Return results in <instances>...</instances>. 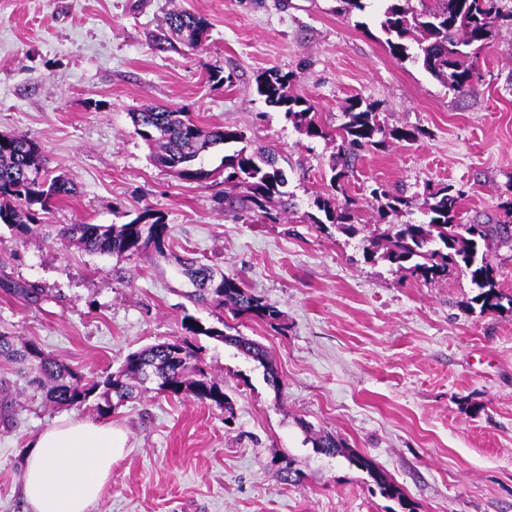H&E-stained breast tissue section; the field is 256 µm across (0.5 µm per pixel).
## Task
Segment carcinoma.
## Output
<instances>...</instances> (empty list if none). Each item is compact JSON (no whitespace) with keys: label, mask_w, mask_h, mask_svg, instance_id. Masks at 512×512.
I'll return each mask as SVG.
<instances>
[{"label":"carcinoma","mask_w":512,"mask_h":512,"mask_svg":"<svg viewBox=\"0 0 512 512\" xmlns=\"http://www.w3.org/2000/svg\"><path fill=\"white\" fill-rule=\"evenodd\" d=\"M420 4L421 9L417 10L410 0H385L381 29L390 52L420 63L457 93L469 91L480 80L473 58L497 37L500 28L512 29V11H501L499 0H420ZM209 31L210 22L205 16L173 11L165 17L160 31L152 35V42L159 51L176 48L175 38L184 46L197 48L208 39ZM295 79L294 73L271 67L257 74L256 92L267 106L283 114L300 135L309 140L329 138L330 132L316 118L313 102L291 93ZM343 109L348 121L338 133V159L330 177V187L343 194V201L335 196L315 197L311 211L305 214V223L319 229L326 224H335L344 231L353 229L358 215L355 201L346 195L345 182L361 152L384 147L390 139H415L408 130L386 129L373 102L352 97ZM130 118L134 134L154 149V162L178 179L204 182L219 171L224 174V184L241 190L237 196L225 191L215 193L214 201L224 213L235 215L245 209L265 224L278 223L291 213L292 202L285 191L288 180L278 152L273 148L252 150L244 130L204 128L183 108L143 105L131 112ZM218 147L224 151L220 165L215 171L205 169L200 159ZM75 193L67 178L48 174L41 146L35 139L0 133V226L7 227L14 239L40 231L89 253L117 257L147 252L160 257L171 254L172 226L161 211L152 207L121 225L65 224L57 228L42 223L43 215L55 203L72 198ZM372 195L377 200L385 199L382 208L392 212L412 206L406 197L381 187L373 189ZM461 196L463 191L452 185L430 190L420 204L425 220L393 226L377 245L399 269L425 282L446 278L451 268H463L479 289L474 303L480 305V312L512 310V296L500 289L496 268L487 255L495 243L512 244V224L459 223ZM176 262L190 286L187 298L191 301L221 312L228 310L235 318L269 324L281 319L279 309L246 288L238 276L192 256L178 257ZM3 290L31 304L42 300L41 289L31 284L6 283ZM183 327L193 337L220 340L265 365L268 381L280 389L278 373L268 365V352L260 344L214 327L205 328L195 320ZM0 359L34 373L28 383L43 390L44 402L51 408L79 407L96 394L103 400L98 406L99 415L110 416L118 406L134 398L149 374L157 379L156 391L164 396L192 397L224 407V385L198 365L196 345L186 337L132 352L121 369L100 380H88L57 362L36 343L19 344L6 333H0ZM313 448L325 456L345 458L350 465L365 471L380 494L394 501L402 512H415L413 502L370 458L349 450L334 435H316ZM279 474L288 485L296 486L302 480V471L291 458L284 461Z\"/></svg>","instance_id":"obj_1"}]
</instances>
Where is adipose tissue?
<instances>
[{
    "label": "adipose tissue",
    "instance_id": "adipose-tissue-1",
    "mask_svg": "<svg viewBox=\"0 0 512 512\" xmlns=\"http://www.w3.org/2000/svg\"><path fill=\"white\" fill-rule=\"evenodd\" d=\"M125 443V432L109 423L64 419L41 433L27 457L23 485L33 512H90Z\"/></svg>",
    "mask_w": 512,
    "mask_h": 512
}]
</instances>
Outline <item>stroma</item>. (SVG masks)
I'll return each instance as SVG.
<instances>
[{"mask_svg":"<svg viewBox=\"0 0 512 512\" xmlns=\"http://www.w3.org/2000/svg\"><path fill=\"white\" fill-rule=\"evenodd\" d=\"M206 16L204 45L160 52L150 36L165 14ZM381 0L345 15L339 0H0V132L41 146L74 198L50 224H125L147 207L173 228V257L89 254L36 233L0 239V284L40 288L30 304L0 291V332L32 341L87 376L115 373L126 356L184 336L185 315L218 326L185 295L175 257L186 251L242 278L282 313L273 325L232 321L263 344L282 380L224 343L199 337L200 364L223 381L230 409L155 391L116 410L126 451L90 512H391L365 472L307 443L329 432L369 457L417 512H512V313L474 309L469 274L416 280L370 242L407 211L382 213L370 191L407 196L452 184L466 190L462 223L512 220V31L480 51L481 81L456 93L394 58ZM295 72L329 130L344 102H378L391 128L416 131L362 152L347 186L362 224L347 234L303 223L327 193L335 141L310 143L255 92L261 70ZM232 74L231 86L209 82ZM184 107L204 126L245 130L276 145L294 203L288 222L224 216L213 188L156 165L130 112ZM0 417V512H32L21 492L30 445L69 417L96 422L99 397L50 409L32 388L13 391ZM303 471L281 481L284 458Z\"/></svg>","mask_w":512,"mask_h":512,"instance_id":"35a3bbf8","label":"stroma"}]
</instances>
